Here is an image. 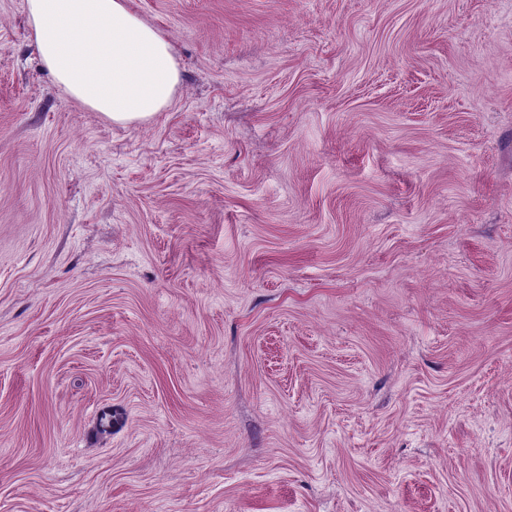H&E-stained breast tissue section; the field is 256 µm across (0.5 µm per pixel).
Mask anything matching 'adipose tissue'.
I'll return each mask as SVG.
<instances>
[{
	"label": "adipose tissue",
	"mask_w": 512,
	"mask_h": 512,
	"mask_svg": "<svg viewBox=\"0 0 512 512\" xmlns=\"http://www.w3.org/2000/svg\"><path fill=\"white\" fill-rule=\"evenodd\" d=\"M24 10L43 67L71 98L122 125L171 106L179 84L172 47L128 0H24ZM88 29L94 38L81 41ZM80 41L78 55L71 46Z\"/></svg>",
	"instance_id": "obj_1"
}]
</instances>
